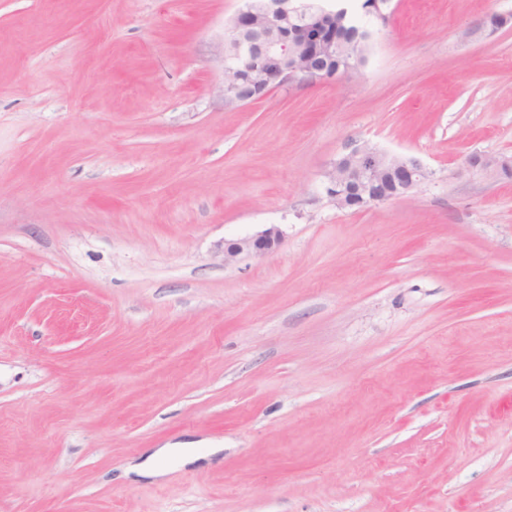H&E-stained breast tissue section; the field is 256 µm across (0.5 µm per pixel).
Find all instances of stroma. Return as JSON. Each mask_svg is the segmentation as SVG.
Returning a JSON list of instances; mask_svg holds the SVG:
<instances>
[{"mask_svg":"<svg viewBox=\"0 0 512 512\" xmlns=\"http://www.w3.org/2000/svg\"><path fill=\"white\" fill-rule=\"evenodd\" d=\"M240 5L0 0V512H512V0L228 107ZM354 141L430 177L338 208ZM282 237L283 233L279 227L272 224L253 236L225 241L223 249L224 263L230 264L242 254L263 256L271 253L280 246ZM172 452V448H159L147 461L133 465L129 472L138 476L160 477L168 473L169 469L164 460Z\"/></svg>","mask_w":512,"mask_h":512,"instance_id":"1","label":"stroma"}]
</instances>
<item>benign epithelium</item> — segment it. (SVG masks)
<instances>
[{
  "mask_svg": "<svg viewBox=\"0 0 512 512\" xmlns=\"http://www.w3.org/2000/svg\"><path fill=\"white\" fill-rule=\"evenodd\" d=\"M298 0H261L251 9L235 14L224 31V100L250 103L263 98L273 86L288 82L325 79L322 72L303 68L295 63L296 55L308 51L312 55L336 48L327 36L332 14L322 8L298 26L293 17L300 15ZM351 162L348 172L339 175L332 168L328 177L331 196L338 207L373 206L406 196L429 177L422 162L412 156L379 151L367 144H356L343 156ZM512 158L474 155L468 168L494 173ZM283 233L276 225L249 236L224 242V263L229 264L242 254L263 256L276 250Z\"/></svg>",
  "mask_w": 512,
  "mask_h": 512,
  "instance_id": "benign-epithelium-1",
  "label": "benign epithelium"
}]
</instances>
